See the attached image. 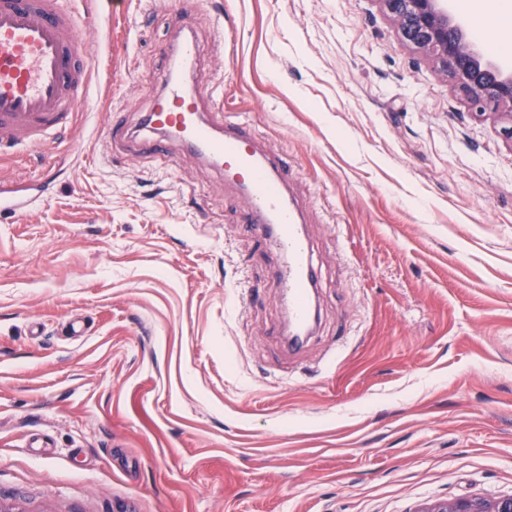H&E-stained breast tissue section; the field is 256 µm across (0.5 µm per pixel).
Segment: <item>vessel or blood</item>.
Here are the masks:
<instances>
[{
    "mask_svg": "<svg viewBox=\"0 0 512 512\" xmlns=\"http://www.w3.org/2000/svg\"><path fill=\"white\" fill-rule=\"evenodd\" d=\"M79 26L67 0H0V147L36 145L74 125L90 81ZM199 57L195 39L173 44L159 74L162 88L139 125L140 145L163 155L179 141L221 164L225 178L242 187L256 238L274 240L288 258L281 281L290 322L300 332L287 344L299 347L313 331L318 306L301 209L288 194L290 164L262 149L248 122L220 109L203 111L200 94L188 84Z\"/></svg>",
    "mask_w": 512,
    "mask_h": 512,
    "instance_id": "vessel-or-blood-1",
    "label": "vessel or blood"
}]
</instances>
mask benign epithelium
I'll use <instances>...</instances> for the list:
<instances>
[{
  "instance_id": "obj_1",
  "label": "benign epithelium",
  "mask_w": 512,
  "mask_h": 512,
  "mask_svg": "<svg viewBox=\"0 0 512 512\" xmlns=\"http://www.w3.org/2000/svg\"><path fill=\"white\" fill-rule=\"evenodd\" d=\"M395 17L403 37L427 52L448 72L484 115L488 107H508L512 119V74L484 61L467 42L462 27L448 15V0H382ZM419 512H512V496L493 500L460 499L436 503Z\"/></svg>"
}]
</instances>
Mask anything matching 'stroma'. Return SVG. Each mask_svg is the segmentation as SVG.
Instances as JSON below:
<instances>
[{
    "label": "stroma",
    "mask_w": 512,
    "mask_h": 512,
    "mask_svg": "<svg viewBox=\"0 0 512 512\" xmlns=\"http://www.w3.org/2000/svg\"><path fill=\"white\" fill-rule=\"evenodd\" d=\"M450 0L512 68V0ZM88 119L0 147V507L417 512L512 495V141L382 0H86ZM191 86L287 153L319 319L282 348L274 244L207 160L137 129L178 28Z\"/></svg>",
    "instance_id": "obj_1"
}]
</instances>
